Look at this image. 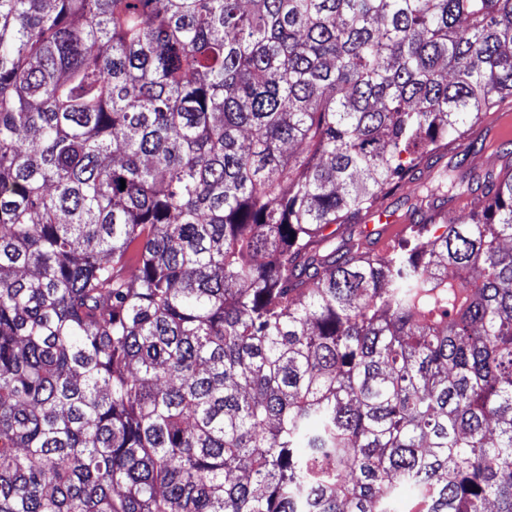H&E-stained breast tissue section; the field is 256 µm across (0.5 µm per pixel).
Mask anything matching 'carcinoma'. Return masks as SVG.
I'll list each match as a JSON object with an SVG mask.
<instances>
[{
	"label": "carcinoma",
	"mask_w": 512,
	"mask_h": 512,
	"mask_svg": "<svg viewBox=\"0 0 512 512\" xmlns=\"http://www.w3.org/2000/svg\"><path fill=\"white\" fill-rule=\"evenodd\" d=\"M508 110L512 0H0V512H512ZM406 191H399L397 194L388 197L383 202V208L387 211L396 214L397 216H403L408 208V203H406L405 195ZM385 209H379L377 211L371 212L367 215L366 219L369 220L373 217L378 218L379 224L373 223H364L366 224V230L372 233L380 232L378 237L377 234H374L372 237L377 238V243L375 245L376 249L381 253L385 254L393 249L394 245H397L398 239L390 241L385 247H381L379 245L381 239V230L385 225L384 236L386 239L394 238L400 235L404 228L405 223L408 222L406 217H394L391 214H387Z\"/></svg>",
	"instance_id": "cac0c4a2"
}]
</instances>
